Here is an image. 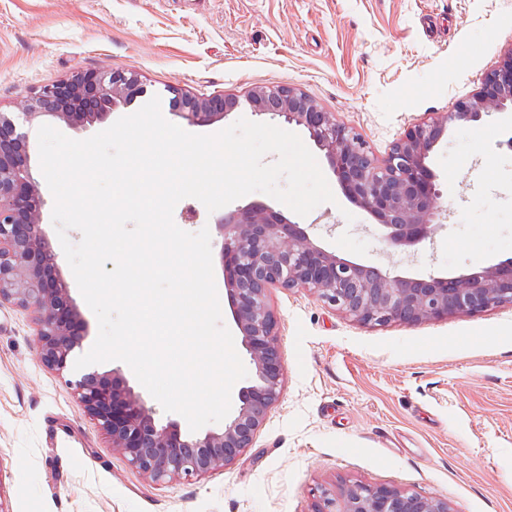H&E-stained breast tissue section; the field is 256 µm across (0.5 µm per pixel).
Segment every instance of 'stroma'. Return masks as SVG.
<instances>
[{
  "label": "stroma",
  "instance_id": "obj_1",
  "mask_svg": "<svg viewBox=\"0 0 512 512\" xmlns=\"http://www.w3.org/2000/svg\"><path fill=\"white\" fill-rule=\"evenodd\" d=\"M512 47V0H0V112L78 70L132 69L145 97L101 121L58 123L84 140L172 87L245 98L301 88L355 128L376 156L412 124L452 111ZM512 114L449 124L429 165L447 227L392 251L335 176L305 216L340 256L393 275L460 273L512 258ZM492 167L494 182L480 180ZM220 212L179 201L175 224ZM285 381L251 448L224 471L153 483L112 450L65 383L40 365L28 311L0 306V512H312L320 488L391 484L447 499L451 512H512V306L372 329L314 293L270 289Z\"/></svg>",
  "mask_w": 512,
  "mask_h": 512
}]
</instances>
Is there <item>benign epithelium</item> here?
Masks as SVG:
<instances>
[{"mask_svg": "<svg viewBox=\"0 0 512 512\" xmlns=\"http://www.w3.org/2000/svg\"><path fill=\"white\" fill-rule=\"evenodd\" d=\"M176 115L210 125L240 107L233 95L196 96L170 89ZM146 93L132 70L77 71L17 103L18 116L0 113V305L29 311L42 365L64 372L83 336L82 315L62 279L43 229L45 206L31 173L28 128L42 117L68 125L100 121L119 104ZM251 111L304 127L324 152L348 199L377 220L386 247L411 251L434 236L441 205L427 161L448 124H470L493 112H512V50L482 75L481 87L453 112L435 113L411 126L379 160L361 134L290 85L257 86L246 96ZM224 286L243 336L255 383L239 391L235 415L220 432L182 433L180 424L156 421V411L116 370L84 373L69 382L85 413L111 448L154 483L190 480L231 465L252 446L279 401L284 368L278 321L267 303L271 288L306 289L328 306L370 327L416 325L512 305V259L458 275H389L326 250L307 228L255 200L218 221ZM312 512H450L448 501L388 485L351 483L323 489Z\"/></svg>", "mask_w": 512, "mask_h": 512, "instance_id": "7a95c632", "label": "benign epithelium"}]
</instances>
